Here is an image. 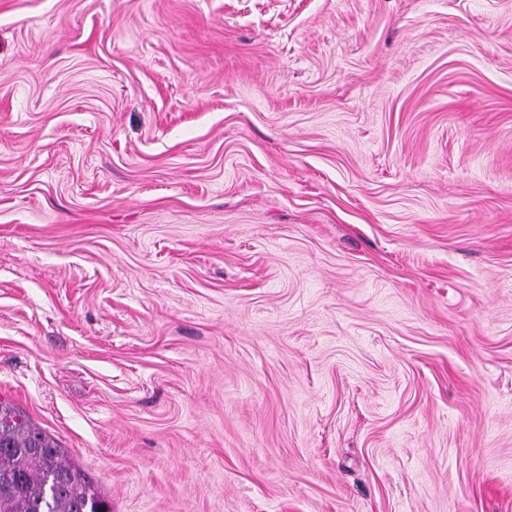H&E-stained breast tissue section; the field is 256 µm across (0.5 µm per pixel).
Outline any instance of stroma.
Returning <instances> with one entry per match:
<instances>
[{
    "label": "stroma",
    "mask_w": 512,
    "mask_h": 512,
    "mask_svg": "<svg viewBox=\"0 0 512 512\" xmlns=\"http://www.w3.org/2000/svg\"><path fill=\"white\" fill-rule=\"evenodd\" d=\"M0 399L112 512H512V0H0Z\"/></svg>",
    "instance_id": "1"
}]
</instances>
